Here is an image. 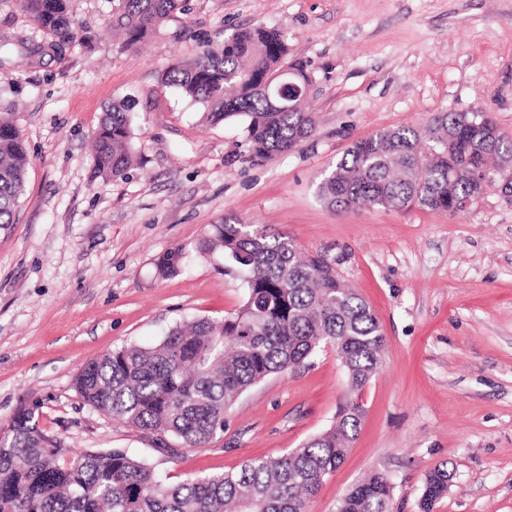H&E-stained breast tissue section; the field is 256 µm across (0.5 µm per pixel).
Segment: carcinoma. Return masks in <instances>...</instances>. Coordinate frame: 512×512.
<instances>
[{
  "instance_id": "obj_1",
  "label": "carcinoma",
  "mask_w": 512,
  "mask_h": 512,
  "mask_svg": "<svg viewBox=\"0 0 512 512\" xmlns=\"http://www.w3.org/2000/svg\"><path fill=\"white\" fill-rule=\"evenodd\" d=\"M62 56L76 41L70 0H19ZM180 0H112L121 48L141 42L177 9ZM25 42L0 40V66ZM288 41L256 26L224 39L219 51L166 70L161 83L202 107L201 121L242 116L253 157L294 150L311 136L307 98L312 78L288 59ZM288 73L291 108L277 111L265 89ZM134 101L116 99L94 139V175L122 178L132 164L130 113ZM512 156V140L491 113L439 112L428 144L399 127L359 139L320 182L318 195L342 210L402 209L419 205L440 213L465 211L491 161ZM29 166L23 136L0 116V229L15 223ZM224 256L225 269L244 276L245 301L224 319L198 318L171 327L149 347L125 345L87 361L73 387L82 401L115 420L153 435L159 450L201 448L224 431L227 412L249 388L275 373L304 366L330 344L351 391L362 390L382 362L384 336L376 317L323 255L300 256L292 241L251 224L226 219L203 243ZM182 267V250L160 257L169 276ZM364 413L349 400L336 421L297 448L239 470L169 483L153 465L125 449L69 448L39 426L36 410H19L0 436V512H307L324 481L344 461ZM451 473L438 465L426 476L420 512H434ZM394 482L375 470L339 500L337 512H392Z\"/></svg>"
}]
</instances>
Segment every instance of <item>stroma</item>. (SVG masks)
<instances>
[{"instance_id": "stroma-1", "label": "stroma", "mask_w": 512, "mask_h": 512, "mask_svg": "<svg viewBox=\"0 0 512 512\" xmlns=\"http://www.w3.org/2000/svg\"><path fill=\"white\" fill-rule=\"evenodd\" d=\"M70 8L82 46L0 67V108L30 155L16 222L0 230V426L32 408L68 447L129 449L173 483L279 456L329 428L350 398L329 347L243 394L211 443L173 456L73 388L90 359L240 308L241 278L198 248L233 218L326 256L385 337L358 437L308 512H336L375 469L394 478L393 512H419L441 463L453 479L435 512H512V195L495 186L449 215L341 211L317 193L355 140L422 131L439 112L484 107L512 138V0H184L128 51L115 44L110 0ZM259 24L286 36L313 79L312 135L266 160L252 157L245 118L201 125L197 105L160 83L171 64ZM1 37L48 39L18 0H0ZM124 96L138 101L134 162L124 178L94 177L92 137ZM175 248L182 271L160 275Z\"/></svg>"}]
</instances>
